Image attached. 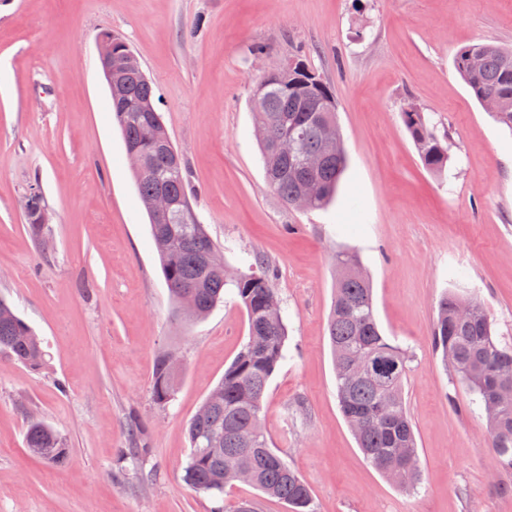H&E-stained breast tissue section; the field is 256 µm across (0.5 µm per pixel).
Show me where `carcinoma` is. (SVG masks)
<instances>
[{
    "instance_id": "cac0c4a2",
    "label": "carcinoma",
    "mask_w": 512,
    "mask_h": 512,
    "mask_svg": "<svg viewBox=\"0 0 512 512\" xmlns=\"http://www.w3.org/2000/svg\"><path fill=\"white\" fill-rule=\"evenodd\" d=\"M102 38L112 47V57L124 59L129 46L109 31ZM457 73L481 105L494 107L497 121L512 129V50L477 43L461 48L454 60ZM267 107L254 113L262 161L270 187L288 205L314 184L318 194L314 209L333 199L347 156L342 136L326 144L323 128L336 124V98L331 86L295 60L281 74L268 79L264 89ZM113 119L125 145H137L146 156V168L133 171L139 198L151 218V234L161 271L175 302L176 316L188 324L204 318L223 299L224 287L232 286L245 308L248 341L224 371L215 387L218 399L207 397L188 423L191 454L182 476L186 485L205 493L216 503L211 512H224V488L246 482L267 497L288 503L291 512H313L310 488L301 476L269 445L261 425V407L267 384L285 358L288 340L279 298L264 271V259L254 257L252 271L229 276L226 265L207 260L215 248L205 225L191 204L192 186L185 160L170 151V135L155 107V88L142 69L125 66L113 74ZM403 123L426 168L442 172L450 159L449 135L438 136L419 108L402 112ZM296 141L301 154L326 157L318 169H303L298 157L274 150L283 135ZM167 194L174 213L157 217L153 198ZM25 221L33 236L42 235L38 223L48 210L41 189L27 195ZM335 297L327 323L336 397L342 416L367 461L390 483L411 492L422 479L416 434L403 395L409 357L381 334L375 315L372 288L361 261L352 252L335 258ZM194 313H182L186 297ZM432 346L441 353L451 380L467 386L475 402L485 406L489 398L499 402L497 413L485 415V440L499 471L512 473V346L502 343L488 310L480 300L451 292L442 296L432 325ZM366 348L399 366L390 380L354 375L351 364ZM0 350L20 365L38 371L48 353L33 328L4 300H0ZM179 368L168 354L159 356L152 379L151 397L158 406L175 395ZM25 444L29 451L52 465L70 455L66 440L39 419L30 421ZM219 446L221 451L211 452Z\"/></svg>"
}]
</instances>
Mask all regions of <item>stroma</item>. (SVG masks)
<instances>
[{"label": "stroma", "instance_id": "1", "mask_svg": "<svg viewBox=\"0 0 512 512\" xmlns=\"http://www.w3.org/2000/svg\"><path fill=\"white\" fill-rule=\"evenodd\" d=\"M104 30L153 81L228 267L248 271L256 255L270 265L288 357L261 420L314 512H512L493 485L486 420L431 344L454 289L478 296L512 341V130L454 67L464 46L512 47V0H0V297L49 353L31 372L0 352V512L213 506L182 480L186 424L247 342V317L230 288L198 322L173 312L99 67ZM297 59L331 85L349 158L317 210L274 193L255 134L257 82ZM411 105L450 136L443 172L404 126ZM34 183L50 215L40 241L23 214ZM339 251L358 254L381 331L409 356L423 470L410 493L367 463L338 408L326 327ZM165 352L182 374L161 407L150 388ZM32 418L66 439L65 464L29 454Z\"/></svg>", "mask_w": 512, "mask_h": 512}]
</instances>
